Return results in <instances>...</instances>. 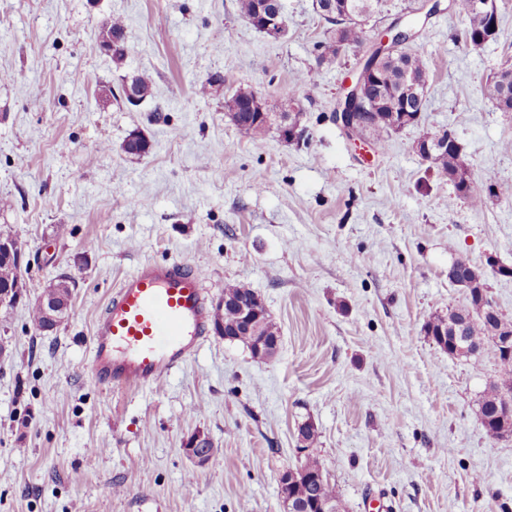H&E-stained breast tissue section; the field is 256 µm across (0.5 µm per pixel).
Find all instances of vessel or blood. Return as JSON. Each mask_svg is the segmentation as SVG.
<instances>
[{
	"mask_svg": "<svg viewBox=\"0 0 512 512\" xmlns=\"http://www.w3.org/2000/svg\"><path fill=\"white\" fill-rule=\"evenodd\" d=\"M202 276L178 262L142 263L98 315L91 378L115 388H145L192 359L217 327Z\"/></svg>",
	"mask_w": 512,
	"mask_h": 512,
	"instance_id": "obj_1",
	"label": "vessel or blood"
}]
</instances>
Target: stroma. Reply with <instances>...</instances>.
Wrapping results in <instances>:
<instances>
[{
  "instance_id": "stroma-1",
  "label": "stroma",
  "mask_w": 512,
  "mask_h": 512,
  "mask_svg": "<svg viewBox=\"0 0 512 512\" xmlns=\"http://www.w3.org/2000/svg\"><path fill=\"white\" fill-rule=\"evenodd\" d=\"M283 3L275 41L237 0H0V224L29 261L26 294L0 317V512H283L279 476L300 462L306 420L347 512H512V436L490 439L478 414L495 349L453 358L426 334L466 303L448 280L458 257L512 318V277L493 270L512 267V112L483 91L512 62V0H498V37L478 53L463 16L426 20L412 47L427 109L382 149L329 118L355 48L317 66L312 0ZM116 16L118 64L99 42ZM311 69L295 96L307 143L273 130L255 144L226 115L242 84L281 111ZM141 73L150 96L115 101ZM212 76L223 87L196 96ZM445 128L476 189H505L482 209L446 207L447 178L414 150ZM134 133L146 154L125 152ZM145 260L197 269L212 302L248 283L279 329L277 356L213 335L157 386L95 385L94 323ZM64 269L78 282L69 317L36 331L29 306ZM199 431L220 448L202 466L183 449ZM123 31L124 28L121 20L118 18H112V22L110 24H104L99 32V38L102 36L104 39L108 38L111 42L114 38L121 40L119 44H116L114 48L110 49L112 61L115 63H120L126 53Z\"/></svg>"
}]
</instances>
